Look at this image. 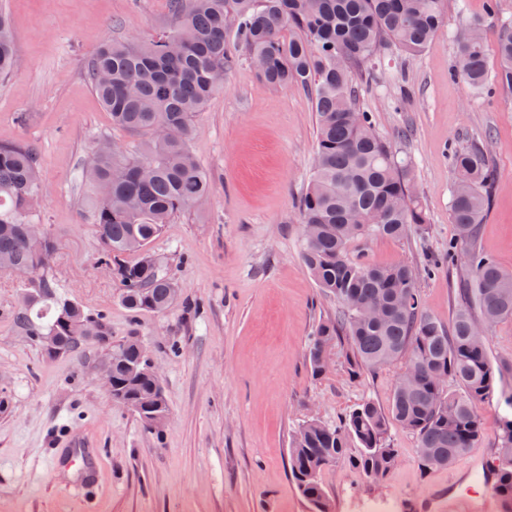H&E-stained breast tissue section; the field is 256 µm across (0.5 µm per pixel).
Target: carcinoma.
Masks as SVG:
<instances>
[{
    "label": "carcinoma",
    "mask_w": 512,
    "mask_h": 512,
    "mask_svg": "<svg viewBox=\"0 0 512 512\" xmlns=\"http://www.w3.org/2000/svg\"><path fill=\"white\" fill-rule=\"evenodd\" d=\"M175 29L147 42L107 41L89 57L87 78L112 125L146 138L141 156L114 144L96 146L83 174L98 192L94 217L100 262L122 285L132 316L163 313L178 289L149 253L170 219L209 198V176L190 151L193 118L224 86L232 57L224 33L234 31L259 76L274 87L313 93L316 150L309 184L299 200L303 261L321 293L336 300V315L318 322L308 341L311 375L321 380L333 359L349 375L400 362L413 370L405 386H393L387 407L364 399L336 422L311 419L298 425L288 454L289 476L311 512H331L322 472L358 449L355 465L382 479L394 468L398 449L391 428L417 441L422 471L450 467L481 433L477 404L500 383L499 400L512 407L511 362L494 365L486 331L512 317V271L503 270L475 246L489 204L494 171L476 142L450 156L454 170L451 214L456 226L448 262L463 257L471 278L446 324L426 313L417 274L405 263L372 265L350 258L357 238L402 239L424 230L428 217L410 193L411 170L397 162L360 108L354 76L377 78L376 65L395 49L420 55L434 40L445 0H172ZM486 34L468 21L456 39L454 76L475 94L512 87V19L496 32L497 65L490 70ZM20 67L8 22L0 13V76ZM43 190L33 150L0 143V272L24 269L35 278L22 292L16 322L31 340L57 337L53 357L104 334L102 317L59 291L45 274L52 245L37 235L34 206ZM478 308L473 313L471 306ZM142 342L129 337L111 345L112 403L127 408L149 431L168 412L162 384L142 356ZM494 489L512 507V420L504 418L497 455L490 464Z\"/></svg>",
    "instance_id": "carcinoma-1"
}]
</instances>
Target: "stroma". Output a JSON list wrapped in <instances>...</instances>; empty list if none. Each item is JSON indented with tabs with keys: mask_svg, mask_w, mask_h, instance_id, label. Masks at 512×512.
<instances>
[{
	"mask_svg": "<svg viewBox=\"0 0 512 512\" xmlns=\"http://www.w3.org/2000/svg\"><path fill=\"white\" fill-rule=\"evenodd\" d=\"M0 9L21 60L0 77V142L27 144L38 156L43 192L34 214L55 241L50 271L62 292L103 315L106 342L144 341L170 408L155 434L113 405L95 371L102 342L47 358L15 324L23 279L0 273V512H308L288 475L294 429L311 417L336 421L366 398L387 405L401 371L393 365L356 380L339 363L321 380L309 371L307 338L336 311L302 261L298 204L316 149L310 93L264 83L227 36L235 65L194 117L190 140L212 193L203 210L175 216L150 246L179 299L165 313L135 318L99 262L96 188L81 168L99 141L137 156L143 139L113 126L86 62L106 41L172 30L171 0H0ZM510 17L512 0H498L494 13L487 0H447L444 26L423 55L390 52L377 83L360 91L376 133L411 167L429 222L421 234L359 238L348 251L372 264L412 265L425 310L444 322L471 277L464 260L447 261L455 239L449 156L479 137L496 178L477 246L512 269V91L472 97L452 75L450 38L463 20L491 35ZM478 411L479 441L449 468L421 471L415 437L397 427L398 462L386 478L338 460L322 474L333 512H448L457 495L482 500L492 484L485 465L512 409L493 395ZM72 432L101 451L99 480L86 492L50 470Z\"/></svg>",
	"mask_w": 512,
	"mask_h": 512,
	"instance_id": "obj_1",
	"label": "stroma"
}]
</instances>
